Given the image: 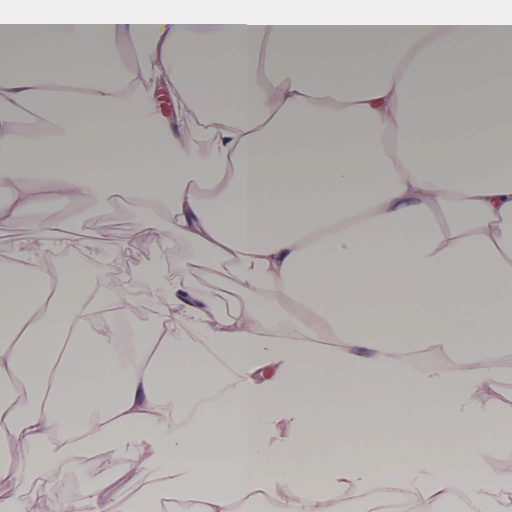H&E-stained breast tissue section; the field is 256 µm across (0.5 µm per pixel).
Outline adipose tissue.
Instances as JSON below:
<instances>
[{"mask_svg": "<svg viewBox=\"0 0 512 512\" xmlns=\"http://www.w3.org/2000/svg\"><path fill=\"white\" fill-rule=\"evenodd\" d=\"M0 46L25 61L0 80V224L34 225L0 265V512H34L11 494L26 470L104 448L138 495L91 484L57 512H228L250 487L336 512L337 488L390 473L419 512L453 474L512 512V471L484 477L475 454L331 447L365 420L468 445L512 422L486 402L512 378L506 0H8ZM50 195L112 201L165 254L194 243L223 262L224 303L158 264L146 338L106 356L86 275L36 265L70 245L37 221Z\"/></svg>", "mask_w": 512, "mask_h": 512, "instance_id": "ef3b65f1", "label": "adipose tissue"}]
</instances>
